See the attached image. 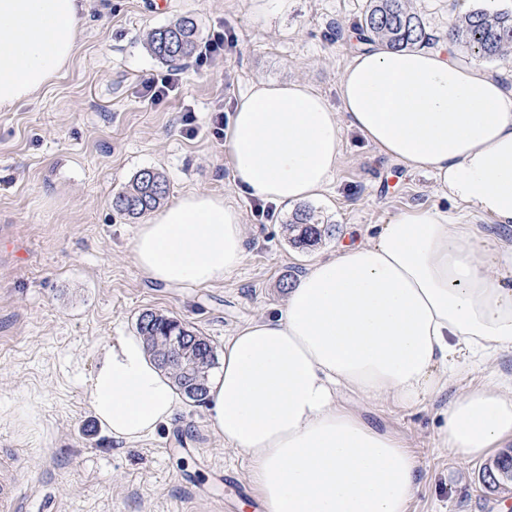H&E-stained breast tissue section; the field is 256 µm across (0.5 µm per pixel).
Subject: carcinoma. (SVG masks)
Here are the masks:
<instances>
[{
    "instance_id": "obj_1",
    "label": "carcinoma",
    "mask_w": 512,
    "mask_h": 512,
    "mask_svg": "<svg viewBox=\"0 0 512 512\" xmlns=\"http://www.w3.org/2000/svg\"><path fill=\"white\" fill-rule=\"evenodd\" d=\"M359 41L380 42L390 49L423 47L430 41L423 21L410 12L404 0H369L367 8L355 26ZM450 39L486 59H495L512 48V11L476 9L465 15L451 28ZM197 48V29L190 18L155 29L149 39V49L159 60L178 65L191 57ZM168 194L165 176L153 169H143L126 190L118 193L112 208L118 214L138 219L157 208ZM288 239L295 245H307L321 239L322 229L315 222L314 212L300 209L288 222ZM137 332L152 336H173L183 340V348L209 366L215 361L208 340L186 329L180 322L152 311L143 312L137 320ZM171 374L175 386L191 400L201 401L206 386H195L192 373L174 371V366L163 367Z\"/></svg>"
}]
</instances>
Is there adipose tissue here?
<instances>
[{"mask_svg":"<svg viewBox=\"0 0 512 512\" xmlns=\"http://www.w3.org/2000/svg\"><path fill=\"white\" fill-rule=\"evenodd\" d=\"M81 0H0V109L36 98L78 48ZM339 105L301 81L239 100L224 142L235 188L274 204L319 197L359 132L410 172L432 174L460 212H401L376 236L337 242L292 284L277 314L224 341L206 399L244 455L265 512H407L420 457L349 406L412 410L461 373L512 354V92L448 49L372 44L338 82ZM247 227L224 196H178L140 225L137 267L166 285L207 286L246 258ZM95 418L134 444L168 424L171 376L140 336L105 345L87 386ZM512 439V381L488 374L442 413L436 444L474 459Z\"/></svg>","mask_w":512,"mask_h":512,"instance_id":"1","label":"adipose tissue"}]
</instances>
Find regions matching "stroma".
<instances>
[{
  "mask_svg": "<svg viewBox=\"0 0 512 512\" xmlns=\"http://www.w3.org/2000/svg\"><path fill=\"white\" fill-rule=\"evenodd\" d=\"M78 50L30 103L0 111V455L19 456L21 493L48 512H251L238 488L247 462L226 448L206 402L181 398L172 420L133 445L112 439L94 418L86 388L101 348L136 334L146 311L177 318L222 355L224 340L259 314H275L316 258L333 252L343 228L374 234L399 212L452 210L427 175L378 153L358 132L343 133L333 183L309 201L329 234L290 243L285 205L258 216L257 200L235 189L223 140L210 133L216 109L232 114L252 85L300 80L338 103V78L358 51L353 27L367 0H84ZM431 34L448 41L456 0H407ZM193 18L199 42L231 34L222 57L183 61V93L160 103L141 84L168 66L147 48L152 30ZM194 110L185 124L183 105ZM194 134H187V127ZM164 174L169 198L193 189L224 194L243 214V267L207 287L166 286L134 264L138 221L112 209L113 196L143 169ZM445 392L402 411L355 405L380 428L404 437L422 458L421 487L407 512H512V492H487L479 459L432 439ZM29 412L19 416V403Z\"/></svg>",
  "mask_w": 512,
  "mask_h": 512,
  "instance_id": "35a3bbf8",
  "label": "stroma"
}]
</instances>
